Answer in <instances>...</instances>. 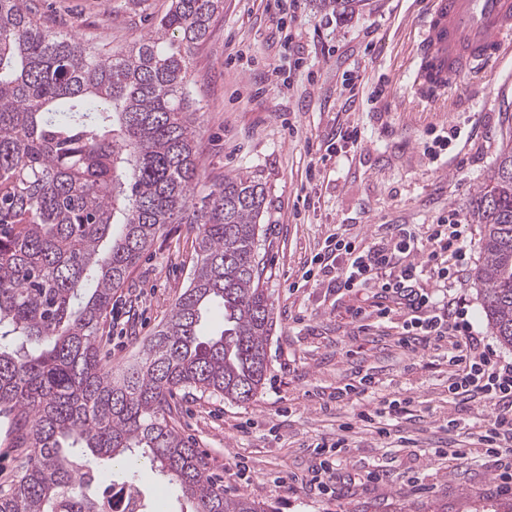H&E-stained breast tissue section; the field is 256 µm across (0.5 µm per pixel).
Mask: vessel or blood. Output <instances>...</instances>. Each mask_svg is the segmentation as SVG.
<instances>
[{
	"mask_svg": "<svg viewBox=\"0 0 512 512\" xmlns=\"http://www.w3.org/2000/svg\"><path fill=\"white\" fill-rule=\"evenodd\" d=\"M510 52L512 0H430L412 87L439 96Z\"/></svg>",
	"mask_w": 512,
	"mask_h": 512,
	"instance_id": "vessel-or-blood-1",
	"label": "vessel or blood"
}]
</instances>
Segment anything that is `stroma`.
Masks as SVG:
<instances>
[{
	"mask_svg": "<svg viewBox=\"0 0 512 512\" xmlns=\"http://www.w3.org/2000/svg\"><path fill=\"white\" fill-rule=\"evenodd\" d=\"M170 0H39L43 22L86 39L125 46L148 32ZM425 0H369L338 19L315 0H224L196 50L190 91L197 106L200 189L228 175L266 187L261 254L274 300L269 368L256 397L234 402L182 388L169 400L185 440L224 482L272 512H512L494 462L482 449L449 460L466 433L492 418L479 401L448 397V348L410 352L397 343L403 314L353 322L370 308L369 291L305 281L326 238L365 244L389 224L438 223L449 211L467 218L502 141L512 132V53L481 77H464L437 99L409 82ZM359 130V140L346 134ZM195 259L189 225H166L155 245L116 289L103 352L121 368L170 314ZM472 250L458 288L475 329L487 324L474 280ZM374 377L371 402L410 399L391 436L357 425L360 402L337 399L358 373ZM355 423L323 494L311 482L317 443ZM24 425L0 427V491L29 456ZM250 480H243L240 464ZM386 472L383 482L368 472ZM140 485L159 512H180L175 486L142 467Z\"/></svg>",
	"mask_w": 512,
	"mask_h": 512,
	"instance_id": "obj_1",
	"label": "stroma"
}]
</instances>
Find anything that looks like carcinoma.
<instances>
[{
	"label": "carcinoma",
	"mask_w": 512,
	"mask_h": 512,
	"mask_svg": "<svg viewBox=\"0 0 512 512\" xmlns=\"http://www.w3.org/2000/svg\"><path fill=\"white\" fill-rule=\"evenodd\" d=\"M346 17L364 0H318ZM223 0H171L151 33L122 48L43 25L30 0H0V418L29 422L32 449L0 512H58L112 484L139 486L145 458L188 512H271L224 494L170 424L178 388L252 400L268 370L274 303L259 259L263 184L226 176L198 196L188 72ZM469 218L483 225L475 281L485 317L512 347V135ZM189 222L187 288L141 357L100 356L113 291L164 226ZM223 328L202 330L207 309Z\"/></svg>",
	"instance_id": "1"
}]
</instances>
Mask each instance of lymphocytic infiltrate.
<instances>
[{"mask_svg": "<svg viewBox=\"0 0 512 512\" xmlns=\"http://www.w3.org/2000/svg\"><path fill=\"white\" fill-rule=\"evenodd\" d=\"M473 243L470 225L448 215L426 232L412 224L388 225L379 241L364 245L341 236L328 238L311 265L316 277L329 278L337 287L353 290L371 286L378 318L393 309L406 316L398 339L415 352L452 339L448 351V394L480 400L493 418L472 436L473 447L483 449L497 467L503 489L512 488V361L499 356L479 336L468 311L454 292L457 273ZM430 272L444 291L436 295L420 288L423 272Z\"/></svg>", "mask_w": 512, "mask_h": 512, "instance_id": "1", "label": "lymphocytic infiltrate"}]
</instances>
